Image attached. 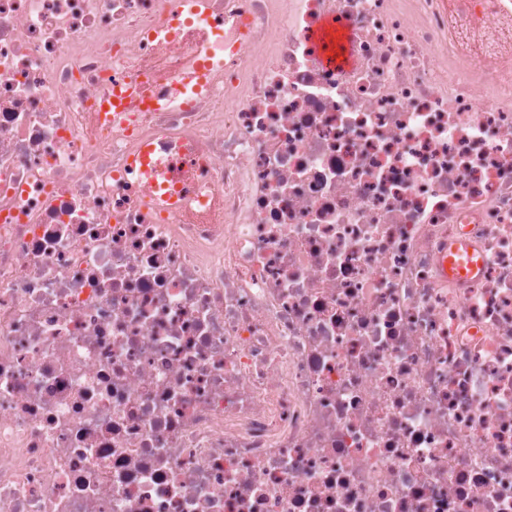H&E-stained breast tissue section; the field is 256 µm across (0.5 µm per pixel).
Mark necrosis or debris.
<instances>
[{"mask_svg": "<svg viewBox=\"0 0 512 512\" xmlns=\"http://www.w3.org/2000/svg\"><path fill=\"white\" fill-rule=\"evenodd\" d=\"M210 2L0 0V512H512V8ZM154 151V144L147 143L143 145L139 153L136 157H134L131 160V169H139L138 173L142 178L147 179L150 183L155 184L160 179H163L166 177L167 170L165 168H153L152 166H149L146 164L145 160L142 159L143 157L148 156L149 154H152ZM138 161V162H137ZM463 246L464 251H460L459 245L454 246L452 255L448 257V273L451 276L469 275L476 272L480 267V262L474 258L471 251L464 244ZM464 253L466 254V259L460 257Z\"/></svg>", "mask_w": 512, "mask_h": 512, "instance_id": "obj_1", "label": "necrosis or debris"}]
</instances>
